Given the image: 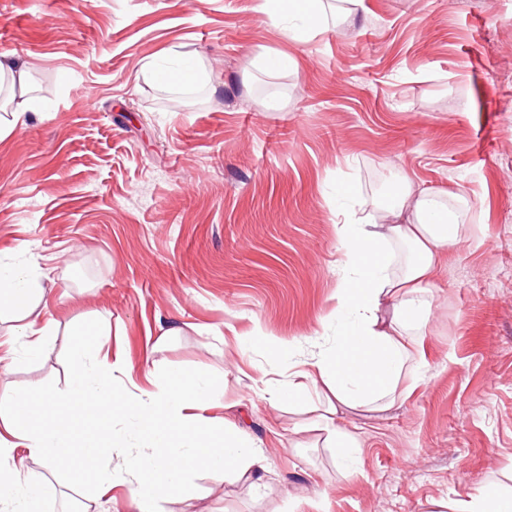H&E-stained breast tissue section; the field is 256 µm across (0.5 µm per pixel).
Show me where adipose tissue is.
<instances>
[{
    "label": "adipose tissue",
    "mask_w": 512,
    "mask_h": 512,
    "mask_svg": "<svg viewBox=\"0 0 512 512\" xmlns=\"http://www.w3.org/2000/svg\"><path fill=\"white\" fill-rule=\"evenodd\" d=\"M257 9L296 40L323 28V0H259ZM0 93L6 98L0 108L13 120L45 109L25 72L1 60ZM466 203L462 197L450 205L443 194L417 192L407 182L366 222H337L341 258L333 317L340 325L335 345L285 382L274 385L262 376L254 380L273 403L285 397L307 404L320 388H328L336 403L315 422L329 432L340 458L348 457L356 439L335 425L339 407H390L399 379L419 378L423 361L417 338L433 313L443 256L468 241L460 223ZM394 244L403 249L402 258L391 252ZM41 278L34 265L0 267V310L15 313L14 333L33 351L54 334L51 324L30 318L41 300ZM100 333L92 322L72 328L66 393L36 389L11 396L9 416L0 425V512H41L44 502L57 494L53 483L16 466L19 449L47 469L66 464L83 490L81 512H98L99 502L115 485L129 486L136 512H160L165 500H191L189 480L199 470H207L217 485L244 476L258 479L265 468L261 451L235 423L209 414L213 379L199 371L157 366L145 371L148 387L136 394L116 383V372L129 378L133 371L107 360ZM119 416L132 421L142 447H126L118 436L110 447H102L100 432L111 430ZM108 452L116 466L106 474L101 458Z\"/></svg>",
    "instance_id": "1"
}]
</instances>
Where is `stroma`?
<instances>
[{
	"label": "stroma",
	"instance_id": "stroma-1",
	"mask_svg": "<svg viewBox=\"0 0 512 512\" xmlns=\"http://www.w3.org/2000/svg\"><path fill=\"white\" fill-rule=\"evenodd\" d=\"M255 0H0V57L45 103L0 138V264L38 262L35 319L56 334L0 376L66 390L72 326L136 370L197 368L262 447L260 487L191 479L162 512H437L512 494V0H363L289 40ZM203 77L161 85L169 60ZM295 65L265 73L261 52ZM278 98L279 110L268 109ZM467 192L475 244L446 255L420 344L422 381L385 411L344 408L356 462L338 464L304 409L270 405L268 368L235 335L261 323L300 358L334 342L336 213L380 204L377 179Z\"/></svg>",
	"mask_w": 512,
	"mask_h": 512
}]
</instances>
